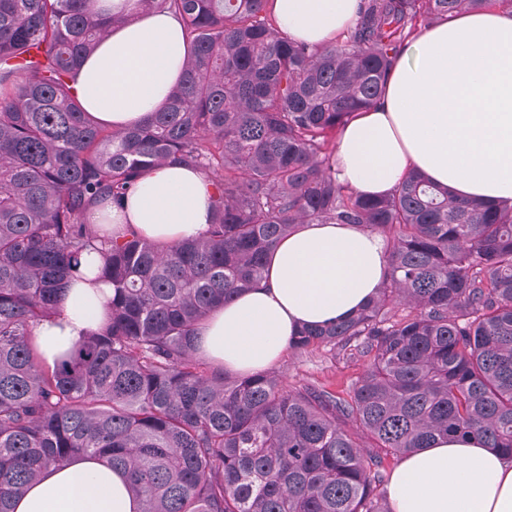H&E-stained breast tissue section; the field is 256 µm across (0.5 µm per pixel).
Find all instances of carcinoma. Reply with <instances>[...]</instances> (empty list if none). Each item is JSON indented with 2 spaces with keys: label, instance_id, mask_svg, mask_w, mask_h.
<instances>
[{
  "label": "carcinoma",
  "instance_id": "1",
  "mask_svg": "<svg viewBox=\"0 0 512 512\" xmlns=\"http://www.w3.org/2000/svg\"><path fill=\"white\" fill-rule=\"evenodd\" d=\"M92 2L0 0V512L83 456L126 473L144 512H391L383 453L473 436L512 460V204L417 171L367 197L337 181L330 147L380 103L418 25L512 0H359L353 30L324 48L280 34L264 0H136L178 15L189 53L166 102L123 130L77 98L82 60L128 21ZM166 164L206 175L204 233L163 245L86 223ZM310 223L387 239L377 295L289 342L367 359L343 397L197 352L210 313ZM96 249L104 324L49 363L33 330Z\"/></svg>",
  "mask_w": 512,
  "mask_h": 512
}]
</instances>
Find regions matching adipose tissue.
<instances>
[{
    "instance_id": "adipose-tissue-1",
    "label": "adipose tissue",
    "mask_w": 512,
    "mask_h": 512,
    "mask_svg": "<svg viewBox=\"0 0 512 512\" xmlns=\"http://www.w3.org/2000/svg\"><path fill=\"white\" fill-rule=\"evenodd\" d=\"M279 32L315 47L335 44L357 21L358 0H268ZM188 54L181 19L155 11L113 28L82 64L83 108L114 129L143 123L179 81ZM461 198L512 201V11L467 12L409 39L388 73L380 105L357 113L336 142V178L379 197L409 171ZM211 220L202 173L161 165L118 204L87 221L113 235L136 229L163 244L203 233ZM89 253L59 311L35 330L57 356L103 323L112 296ZM387 271L382 237L354 224H300L268 256L263 280L213 311L198 351L243 376L272 368L302 328L355 315ZM391 512H512V461L475 438L440 437L398 460L385 487ZM122 471L78 458L44 471L15 512H142Z\"/></svg>"
}]
</instances>
